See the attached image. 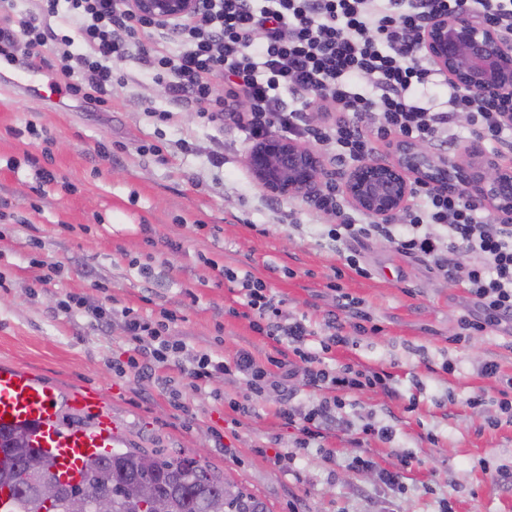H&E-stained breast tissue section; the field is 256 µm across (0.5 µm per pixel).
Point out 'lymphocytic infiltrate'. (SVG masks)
<instances>
[{
	"label": "lymphocytic infiltrate",
	"instance_id": "obj_1",
	"mask_svg": "<svg viewBox=\"0 0 512 512\" xmlns=\"http://www.w3.org/2000/svg\"><path fill=\"white\" fill-rule=\"evenodd\" d=\"M459 10L512 37V0H202L200 13L172 32L130 16L123 0H34L18 29L0 27V55L30 60L60 25L68 30L60 38L67 47L60 70L71 79V96L104 104L113 63L135 54L156 79L165 80L174 102L192 106L206 122L235 120L254 141L278 132L332 144L339 162L367 158L377 140L447 136L459 114L466 115L474 136L512 148V96L457 91L450 111L435 112L419 95L436 74L419 49L421 32L431 18ZM75 43L80 51L69 52ZM220 81L225 88L218 97L214 87ZM242 99L249 103L243 115L235 109ZM313 103L322 114L316 125L306 112ZM315 208L331 220L330 240H384L466 288L482 316L461 317L462 330L512 323V224L484 219L462 194L424 192L401 224L356 223L331 187ZM224 277L240 287L244 318L275 343L276 355L266 363L245 350L224 360L198 355L189 372L192 386L200 388L216 373L242 375L246 391L230 407L243 415L269 388H288L299 377L322 391V399L303 414L282 399L278 414L296 431L295 450L282 454V462L293 464L296 450L324 439L326 425L345 406L344 395L367 389L394 393L387 371L352 363L333 371L326 366L327 355L347 344V331L367 333L369 317L359 301L339 295V313L324 321L313 348L309 326L283 318L265 281L247 270L228 269ZM122 316L137 344L131 367L143 357L178 360L185 346L168 339V322L128 310Z\"/></svg>",
	"mask_w": 512,
	"mask_h": 512
}]
</instances>
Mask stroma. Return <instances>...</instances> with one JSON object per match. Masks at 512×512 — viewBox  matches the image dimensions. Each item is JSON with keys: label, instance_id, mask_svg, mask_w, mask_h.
<instances>
[{"label": "stroma", "instance_id": "stroma-1", "mask_svg": "<svg viewBox=\"0 0 512 512\" xmlns=\"http://www.w3.org/2000/svg\"><path fill=\"white\" fill-rule=\"evenodd\" d=\"M58 52L49 43L44 61L28 68L36 98L14 88L12 66L0 61V364L55 387L63 428L93 427L68 397L94 387L123 447L185 456L205 449L267 512H512V482L498 476L512 471V425L487 426L498 412L496 384L481 373L494 360L512 374V324L465 347L452 343L460 316L480 314L464 288L377 239L348 244L370 277L345 270L320 213L300 199L266 200L245 165L250 142L240 128L206 123L191 109L158 120L172 107L168 92L133 57L117 63L123 80L105 105L84 103L66 94ZM214 150L223 166L212 165ZM41 166L56 176L44 189L33 179ZM289 210L293 221L281 220ZM226 267L254 272L312 329L336 309L333 280L378 324V332L352 335L335 360L386 369L395 392L347 397L326 434L332 459L312 447L295 466L275 463L295 436L277 415L276 390L242 415L229 406L245 390L241 377L217 374L192 389L185 369L195 355L229 358L243 349L263 361L272 351L229 315L240 295ZM68 294L118 312L170 311L169 336L186 350L145 373L129 368L135 344L120 322L100 333L59 308ZM480 392L484 405L468 407ZM372 419L393 426V439L356 444ZM404 455L415 466L402 492L387 490L377 471ZM357 456L372 467H355Z\"/></svg>", "mask_w": 512, "mask_h": 512}]
</instances>
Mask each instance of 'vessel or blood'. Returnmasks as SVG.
Wrapping results in <instances>:
<instances>
[{
    "label": "vessel or blood",
    "instance_id": "vessel-or-blood-1",
    "mask_svg": "<svg viewBox=\"0 0 512 512\" xmlns=\"http://www.w3.org/2000/svg\"><path fill=\"white\" fill-rule=\"evenodd\" d=\"M69 403L93 415L94 427L62 430L53 387L21 367L0 365V429L30 425L34 447L53 459L54 470L62 481L74 482L80 478L85 458L115 447L119 433L101 391L79 388L71 393Z\"/></svg>",
    "mask_w": 512,
    "mask_h": 512
}]
</instances>
